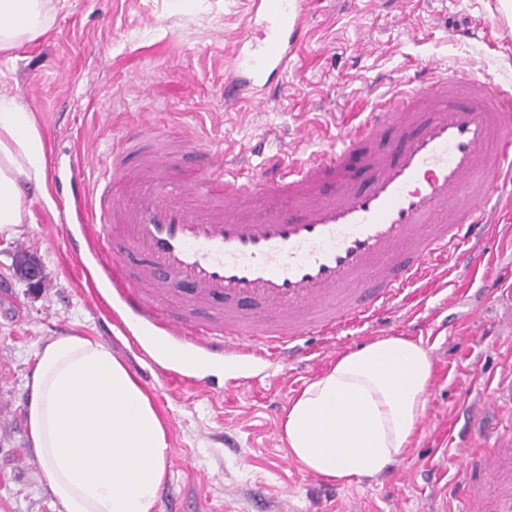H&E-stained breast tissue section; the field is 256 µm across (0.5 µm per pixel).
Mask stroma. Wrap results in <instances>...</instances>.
<instances>
[{
    "instance_id": "stroma-1",
    "label": "stroma",
    "mask_w": 512,
    "mask_h": 512,
    "mask_svg": "<svg viewBox=\"0 0 512 512\" xmlns=\"http://www.w3.org/2000/svg\"><path fill=\"white\" fill-rule=\"evenodd\" d=\"M254 0H52L45 32L0 52V95L32 112L46 154L44 191L29 189L31 217L0 239V512H60L29 446L24 413L36 348L78 333L112 347L130 370L139 358L120 331L100 324L109 294L92 300L82 268L56 246L62 225L79 226L84 205L69 181L80 148L108 154L123 132L148 122L192 127L215 147L231 146L242 166L250 150L282 145L311 152L359 123L427 61L469 75L493 74L512 89V16L500 0H314L308 40L285 76L291 96L261 108L224 107V75ZM410 16L414 39L401 32ZM66 221H59V213ZM26 250L45 285L16 273ZM512 321V197L473 263L430 278L386 326L352 348L406 336L431 350L428 407L408 454L382 473L345 484L303 470L281 441L280 421L297 392L332 362L330 355L286 367H211L223 386L211 398L187 385L164 359L147 383L169 433V474L158 512H455L437 495L462 467L473 410L486 406L512 347L500 336Z\"/></svg>"
}]
</instances>
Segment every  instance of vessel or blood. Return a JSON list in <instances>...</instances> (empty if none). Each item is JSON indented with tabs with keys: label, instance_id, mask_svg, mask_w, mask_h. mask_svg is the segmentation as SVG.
Listing matches in <instances>:
<instances>
[{
	"label": "vessel or blood",
	"instance_id": "1",
	"mask_svg": "<svg viewBox=\"0 0 512 512\" xmlns=\"http://www.w3.org/2000/svg\"><path fill=\"white\" fill-rule=\"evenodd\" d=\"M307 0H262L232 54L224 107L284 96L306 39ZM129 137L99 167L81 231L90 286H108L117 325L151 338L170 363L189 354L216 365H288L351 330L390 320L404 292L476 252L512 183V93L490 75L463 79L432 63L371 107L329 148L281 147L256 170L202 135L207 165L179 176L174 152ZM135 153L129 168L126 153ZM274 199L256 214L257 200ZM182 300H175L176 289ZM453 486L458 512H512V432L464 447Z\"/></svg>",
	"mask_w": 512,
	"mask_h": 512
}]
</instances>
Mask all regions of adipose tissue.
<instances>
[{"label":"adipose tissue","mask_w":512,"mask_h":512,"mask_svg":"<svg viewBox=\"0 0 512 512\" xmlns=\"http://www.w3.org/2000/svg\"><path fill=\"white\" fill-rule=\"evenodd\" d=\"M51 0H0V50L43 34ZM44 188L45 148L31 112L0 96V238L30 210L23 183ZM25 419L43 478L63 512H157L168 474V428L111 347L56 336L34 355ZM422 342L374 339L337 357L291 400L281 431L304 469L349 483L409 451L428 404Z\"/></svg>","instance_id":"adipose-tissue-1"}]
</instances>
